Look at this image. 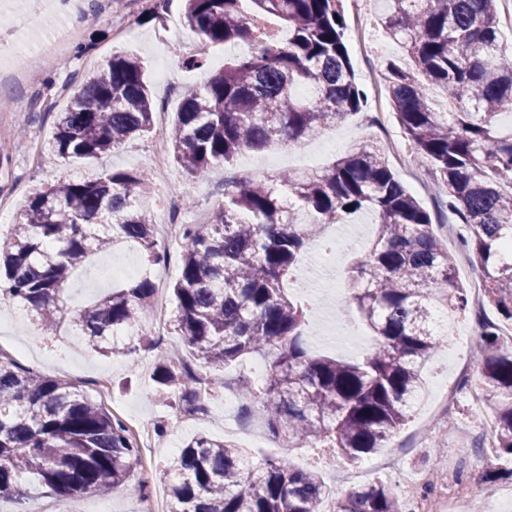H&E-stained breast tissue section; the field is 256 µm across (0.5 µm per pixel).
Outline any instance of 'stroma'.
<instances>
[{"mask_svg":"<svg viewBox=\"0 0 512 512\" xmlns=\"http://www.w3.org/2000/svg\"><path fill=\"white\" fill-rule=\"evenodd\" d=\"M87 10L81 22L76 23L72 46L55 62L43 66L36 82L4 88L0 99L7 103L0 109V129L7 130L6 148L12 157L8 171H0V198L10 205L8 225L0 227V235L8 236L12 222L18 221L31 191L53 184L61 179H78L104 169L137 171L150 166L152 135L146 134L127 142L121 148L97 159L74 160L63 164L45 150L53 132L57 112L63 111L71 96L84 79L103 66L113 52L131 50L144 64L145 78L155 104L154 122L171 125L181 96L199 87L224 65V48H207V64L200 69H189L184 59L202 48L196 33H189L183 45L172 44L169 28L172 23H183L181 0H168L159 6L157 0H86ZM347 22L345 44L354 68L357 82L365 93L362 110L344 122L323 130L320 135L299 145H275L247 150L227 166L210 170L207 177L197 180L181 172L175 162H168L163 177L155 179L159 201L156 220L167 215L170 199L181 200L179 223H208L214 207L224 198V180L228 177L270 180L283 172L295 169L303 153L315 154L318 169H325L346 154L355 143L368 139L380 144L394 140L397 151L387 152L391 169L427 211H435L437 200L432 192L438 189V180L426 166L414 163L411 147L394 114L382 76L385 54L400 55L399 46L382 41L374 25H362L361 19L369 13L367 0H344ZM67 18L51 11L46 0H11L0 7V43L13 46L17 57L0 64L4 70L21 64L28 56L37 54L53 33ZM374 231L371 215L364 214L344 224H332L324 231L323 243H313L305 250V268L292 276L287 286L290 297H307L306 283L316 278L315 256L324 245L343 239L361 237L370 241ZM102 260H129L137 264L139 273L150 275L157 283L159 296L166 302L165 309L151 307L149 317L169 320L176 307L173 285L179 272L180 253L173 250L164 263L148 265L137 246L124 250H108ZM323 292L333 293L328 304L313 303L309 327L315 335L308 338V350L315 355L351 359L361 355V348L353 338L337 335L334 326L338 308L349 286L344 271H337L335 283H322ZM453 341L430 359L423 373L427 388L425 401L417 408L403 428L388 441L389 448L397 449L399 474L383 473L382 481L393 483L404 478L411 486L425 484L427 477H443L448 465H455L460 476L473 487L474 495L469 512H512V499L502 492L512 489V479L503 477L495 483L485 480L484 463L476 457L463 456L456 462L447 457L431 455L432 444L449 449L471 443L479 430L480 419L467 400L451 389V375L460 363L476 364V349L470 348L469 315H454ZM0 343L16 344L14 360L21 366L44 375L57 377L73 384L92 399L101 401L109 412H121L124 420L168 425L165 437L158 439L152 453L143 455L138 468L145 479L151 480L158 497H165L162 481L153 473L156 467L178 455L179 449L198 433L226 440L241 448L248 459L268 457L288 458L299 469L318 467L328 488L340 484L346 466L336 464L317 448H283L272 437L261 419L241 420L225 417L224 403L232 399V391L220 393L210 400L204 415H183L172 411L151 394V365L159 349L180 346L181 340L172 328H165L158 349L140 351L138 364H131L123 356L109 358L89 351L74 343L71 330L57 336L43 335L35 320L21 307L0 304ZM448 394L453 416L451 427L433 421L431 411L441 394Z\"/></svg>","mask_w":512,"mask_h":512,"instance_id":"35a3bbf8","label":"stroma"}]
</instances>
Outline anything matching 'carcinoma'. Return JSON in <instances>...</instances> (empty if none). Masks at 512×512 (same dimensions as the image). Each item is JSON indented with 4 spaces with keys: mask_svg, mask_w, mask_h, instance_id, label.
Listing matches in <instances>:
<instances>
[{
    "mask_svg": "<svg viewBox=\"0 0 512 512\" xmlns=\"http://www.w3.org/2000/svg\"><path fill=\"white\" fill-rule=\"evenodd\" d=\"M378 23L410 58L385 65L387 92L414 149L440 177L443 207L464 224L461 245L483 281L478 382L495 430L486 475L512 476V52L501 47L497 0H375ZM275 17L280 30L265 19ZM184 19L202 48L247 44L201 87L185 93L168 144L195 179L244 150L310 139L359 112L365 95L344 42L343 0H184ZM438 89L455 103L440 112ZM154 103L143 64L112 55L56 115L49 153L94 158L148 132ZM151 189L144 171L112 170L34 192L20 221L0 238V300L32 314L44 334L66 324L103 355L135 360L152 347L146 331L118 346L114 337L145 324L155 285L148 276L73 306V270L105 246L134 244L161 259ZM352 209H347V206ZM375 216L369 246L350 264L341 312L355 308L372 332L362 358L314 356L306 347L308 306L286 297L283 278L323 226ZM171 319L182 346L163 355L153 394L175 411L202 414L217 393L210 370L243 358L267 359L257 385L236 390L290 448L309 444L355 463L386 447L424 392L422 370L444 343L432 310L467 308L456 264L432 218L391 170L384 148L359 143L330 168L288 171L263 183L224 180V201L208 224L182 225ZM141 449L126 424L76 385L18 367L0 355V500L50 492L63 502L117 485L141 493ZM171 512H322L327 487L285 459L247 461L233 443L197 435L160 476ZM334 512H405L393 486L376 481L344 494Z\"/></svg>",
    "mask_w": 512,
    "mask_h": 512,
    "instance_id": "cac0c4a2",
    "label": "carcinoma"
}]
</instances>
